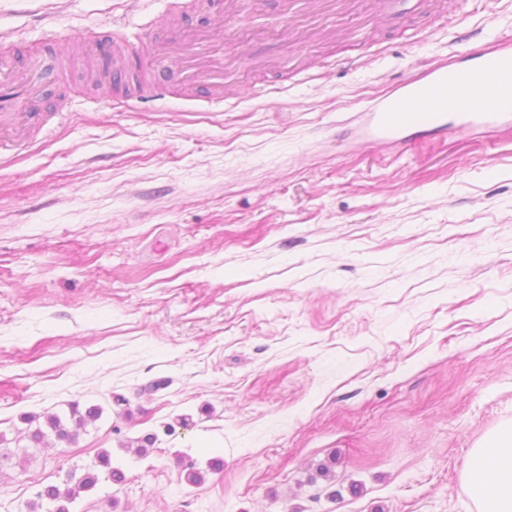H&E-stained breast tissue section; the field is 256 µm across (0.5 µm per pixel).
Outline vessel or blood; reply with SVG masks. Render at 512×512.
I'll return each instance as SVG.
<instances>
[{
	"mask_svg": "<svg viewBox=\"0 0 512 512\" xmlns=\"http://www.w3.org/2000/svg\"><path fill=\"white\" fill-rule=\"evenodd\" d=\"M374 11L391 23L425 16L430 0H372ZM224 22L215 19L210 31L196 35L189 56L170 58V45L158 54L171 60L172 79H192L198 86L223 83L234 71L239 54L219 51ZM41 71L39 58H31L25 71L0 64V155L25 148L42 125L29 106V92ZM372 140L408 142L410 134L494 128L512 125V41L480 51L471 64L449 67L447 60L430 63L419 75L399 81L388 94L365 111Z\"/></svg>",
	"mask_w": 512,
	"mask_h": 512,
	"instance_id": "obj_1",
	"label": "vessel or blood"
}]
</instances>
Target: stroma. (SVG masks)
I'll use <instances>...</instances> for the list:
<instances>
[{
    "mask_svg": "<svg viewBox=\"0 0 512 512\" xmlns=\"http://www.w3.org/2000/svg\"><path fill=\"white\" fill-rule=\"evenodd\" d=\"M190 2L0 0V60H72L36 94L40 135L0 158V432L25 447V417L102 409L0 462V512L88 470L70 512H478L466 461L512 427V126L367 144L359 113L512 39V0H443L416 44L362 2L246 0L221 104L109 97L93 45L134 87L223 16Z\"/></svg>",
    "mask_w": 512,
    "mask_h": 512,
    "instance_id": "stroma-1",
    "label": "stroma"
}]
</instances>
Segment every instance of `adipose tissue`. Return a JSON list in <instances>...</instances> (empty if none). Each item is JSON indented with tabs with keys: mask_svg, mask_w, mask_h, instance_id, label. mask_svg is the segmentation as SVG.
I'll return each mask as SVG.
<instances>
[{
	"mask_svg": "<svg viewBox=\"0 0 512 512\" xmlns=\"http://www.w3.org/2000/svg\"><path fill=\"white\" fill-rule=\"evenodd\" d=\"M466 486L481 512H512V430L474 449L465 465Z\"/></svg>",
	"mask_w": 512,
	"mask_h": 512,
	"instance_id": "obj_1",
	"label": "adipose tissue"
}]
</instances>
